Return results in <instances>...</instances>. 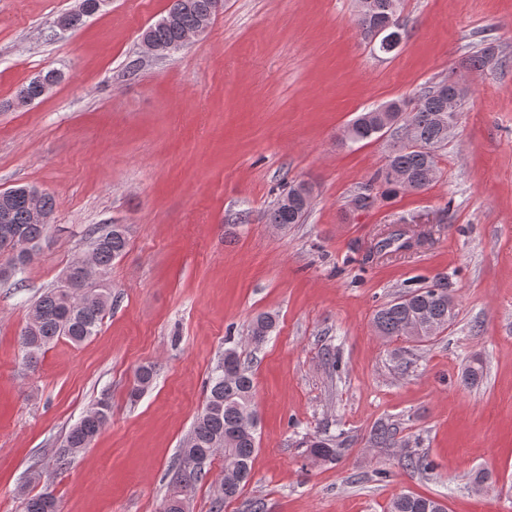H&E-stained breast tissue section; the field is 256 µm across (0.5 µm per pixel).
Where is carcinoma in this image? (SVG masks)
I'll list each match as a JSON object with an SVG mask.
<instances>
[{
	"label": "carcinoma",
	"instance_id": "obj_1",
	"mask_svg": "<svg viewBox=\"0 0 512 512\" xmlns=\"http://www.w3.org/2000/svg\"><path fill=\"white\" fill-rule=\"evenodd\" d=\"M210 0H172L166 13L150 24L143 36L160 49L176 50L185 33L194 28L207 9ZM356 24L366 37L378 28L388 35L402 31L397 0H372V7L360 10ZM461 99L464 89L455 83L442 81L423 87L412 102L392 101L357 115L347 126L345 142L357 144L376 136L382 127L393 129L396 140L383 167L375 173L351 199L356 210L372 207L377 199L400 190L419 191L430 186L437 176L436 149L448 141V92ZM306 184L292 185L267 211L266 223L282 229L299 224L309 205L304 194ZM10 213L7 224L0 223V241L15 239L22 247L0 266V279L23 273L46 233L43 224L31 221L23 196H0V212ZM128 226L107 224L89 230L90 252L95 269L108 274L112 262L119 258L127 245ZM75 281L68 287L61 284L44 291L29 307V318L20 333V347L31 367L56 341L65 338L79 345L96 334L105 312L112 306V292L106 286L86 280L85 258L70 265ZM456 318L455 303L448 288L435 284L417 288L387 302L375 310L372 324L376 333L385 338L411 336L416 342L428 341L448 328ZM275 324L273 316L256 318L246 336L247 342L259 347L269 338ZM156 375L151 364L140 366L130 397L138 399L153 383ZM112 418L108 396L100 397L68 431L56 451V462L67 461L87 448L104 430ZM258 409L252 375L241 361L238 344L229 339L224 357L210 378L209 394L202 411L182 442L177 461L172 465L169 493L162 502L161 512H175L172 503L190 500L206 467L217 452L224 453V491L215 501V512L223 503L243 491L252 477V460L257 451ZM310 453L322 460H334L338 446L332 439L314 438L309 441ZM23 512H60V504L50 488L27 496L22 501ZM389 512H438L435 499L402 494L390 504Z\"/></svg>",
	"mask_w": 512,
	"mask_h": 512
}]
</instances>
